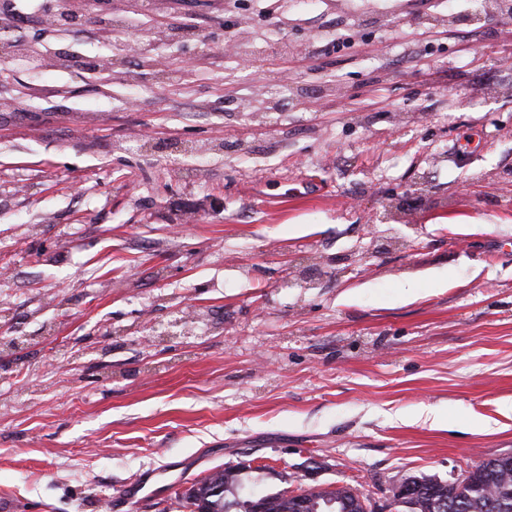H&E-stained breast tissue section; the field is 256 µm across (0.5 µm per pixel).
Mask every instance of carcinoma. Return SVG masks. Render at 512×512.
<instances>
[{"instance_id": "cac0c4a2", "label": "carcinoma", "mask_w": 512, "mask_h": 512, "mask_svg": "<svg viewBox=\"0 0 512 512\" xmlns=\"http://www.w3.org/2000/svg\"><path fill=\"white\" fill-rule=\"evenodd\" d=\"M214 481L223 488L218 495L207 494L203 488L195 500L201 502L200 512H225L224 492L238 483L234 468L227 467L203 478L200 483ZM417 490L409 498L400 499L395 512H512V454H500L462 473L453 486L431 475L414 476ZM318 505L315 512H366L360 495L348 485L319 490L307 496ZM235 512H298L296 498L291 494L240 496L234 500Z\"/></svg>"}]
</instances>
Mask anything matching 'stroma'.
I'll return each mask as SVG.
<instances>
[{"label": "stroma", "mask_w": 512, "mask_h": 512, "mask_svg": "<svg viewBox=\"0 0 512 512\" xmlns=\"http://www.w3.org/2000/svg\"><path fill=\"white\" fill-rule=\"evenodd\" d=\"M42 0L0 56V495L179 512L512 452V5ZM126 28L103 37L107 16ZM442 424L418 420L421 407ZM478 420L489 429L475 428ZM147 480V499L128 488ZM215 483L202 488L199 496L194 498L191 503L199 508L200 512H226V505L224 506V492L229 491L236 487L238 483V475L234 468L227 467L214 473L211 477ZM222 487L223 492L218 495H207V491L211 487ZM200 501L201 505L196 503Z\"/></svg>", "instance_id": "35a3bbf8"}]
</instances>
